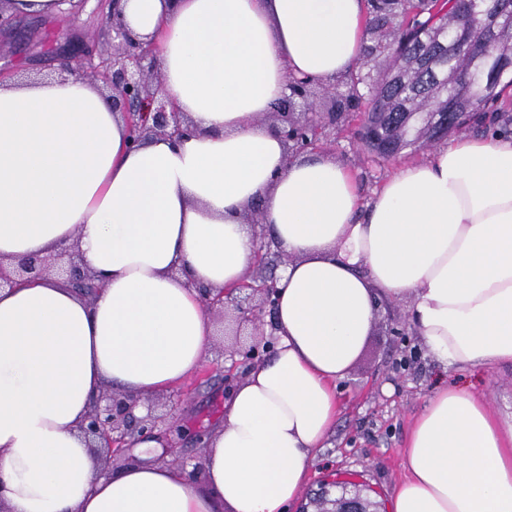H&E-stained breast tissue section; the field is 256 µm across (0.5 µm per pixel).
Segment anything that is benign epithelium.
<instances>
[{"label": "benign epithelium", "instance_id": "benign-epithelium-1", "mask_svg": "<svg viewBox=\"0 0 512 512\" xmlns=\"http://www.w3.org/2000/svg\"><path fill=\"white\" fill-rule=\"evenodd\" d=\"M119 0H112V12L105 23L112 31V54L96 56V49L83 43L81 51L67 57L59 74L82 77L109 89L112 109L124 114L133 142L154 137L181 139L189 134L185 113L179 111L162 91L159 80V60L154 48L134 38L123 14L117 9ZM336 109L322 113L302 112L293 116L286 112L271 113L270 125L289 143L290 154L306 148L323 147L331 143L332 123ZM63 278L72 287L86 296H92L99 288L94 274L88 271L76 247H69L56 256L28 257L18 262H0V291L14 288L31 279L46 274ZM204 306L226 314L234 312L232 333L247 335L252 340L236 342L233 353L239 356L234 366L248 370L262 360L261 349L271 347L272 341L264 344L257 337L265 336L264 317L275 312L279 293L278 278L251 275L237 287L214 291L197 288ZM144 405L138 398L121 393L104 391L91 404L80 431L102 456L103 467L126 456L128 439L134 435H151L162 423L155 413V403H150L146 414L138 417L135 410ZM317 512H375L373 504L357 485L345 488L344 496L336 499L323 498Z\"/></svg>", "mask_w": 512, "mask_h": 512}]
</instances>
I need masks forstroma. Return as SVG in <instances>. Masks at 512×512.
Here are the masks:
<instances>
[{
  "label": "stroma",
  "instance_id": "obj_1",
  "mask_svg": "<svg viewBox=\"0 0 512 512\" xmlns=\"http://www.w3.org/2000/svg\"><path fill=\"white\" fill-rule=\"evenodd\" d=\"M99 0H86L70 21L59 18H17L16 34L0 43V70L24 78L52 75L59 64V47L67 34L83 32L100 48H110L112 34L97 11ZM354 176L364 198L400 167L425 159L427 149H407L392 161L376 162L361 145L354 128H337L326 150ZM232 337L215 341L205 363L209 375L195 373L186 379L189 396L171 407L167 397H156L158 413L167 422L165 439L185 460L200 457L197 431L213 429L224 419V402L230 388L224 379L231 366ZM474 389L502 424L512 423V365L462 368L441 372L428 355L408 319L405 301L381 307L379 317L347 376L338 384L336 424L310 462V474L298 501L289 512H311L320 485L337 477L352 478L369 486L382 504L406 477L404 450L415 419L439 377Z\"/></svg>",
  "mask_w": 512,
  "mask_h": 512
}]
</instances>
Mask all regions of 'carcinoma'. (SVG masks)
<instances>
[{
  "mask_svg": "<svg viewBox=\"0 0 512 512\" xmlns=\"http://www.w3.org/2000/svg\"><path fill=\"white\" fill-rule=\"evenodd\" d=\"M477 2L469 12L463 0H370L361 66L334 88L353 110L372 113L369 152L387 161L441 139L443 112L459 114L450 133L479 127L485 107L512 87V3Z\"/></svg>",
  "mask_w": 512,
  "mask_h": 512,
  "instance_id": "carcinoma-1",
  "label": "carcinoma"
}]
</instances>
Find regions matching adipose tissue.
Here are the masks:
<instances>
[{
	"instance_id": "obj_1",
	"label": "adipose tissue",
	"mask_w": 512,
	"mask_h": 512,
	"mask_svg": "<svg viewBox=\"0 0 512 512\" xmlns=\"http://www.w3.org/2000/svg\"><path fill=\"white\" fill-rule=\"evenodd\" d=\"M122 8L195 133L133 149L88 81H0V260L74 244L102 282L89 299L47 277L0 291V495L9 512H288L380 302H407L441 368L512 363V139L450 141L361 205L341 163L289 158L261 118L289 76L330 85L358 64L364 0ZM255 209L290 258L277 343L230 391L202 482L139 436L137 462L99 474L79 430L91 399L201 368L214 328L197 288L244 278ZM403 466L390 512H512V425L471 390H433Z\"/></svg>"
}]
</instances>
